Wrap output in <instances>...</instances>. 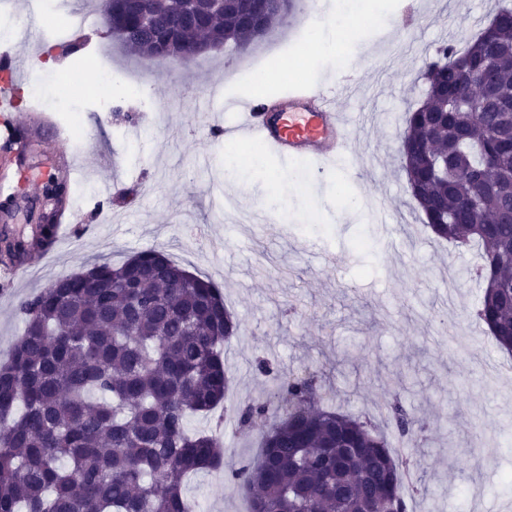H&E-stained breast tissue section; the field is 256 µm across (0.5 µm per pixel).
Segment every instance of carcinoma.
<instances>
[{"label": "carcinoma", "instance_id": "obj_1", "mask_svg": "<svg viewBox=\"0 0 512 512\" xmlns=\"http://www.w3.org/2000/svg\"><path fill=\"white\" fill-rule=\"evenodd\" d=\"M280 21L279 0H244L238 13L209 0H112L107 20L119 47L157 57L158 40L188 50L201 34L243 48L256 39L244 15ZM457 49L445 44L427 86L407 112L399 156L424 224L440 239L481 246L478 319L496 346L512 351V6L495 12ZM491 83L483 111L468 106L472 85ZM65 181L50 178V219L31 235L10 231L22 261L56 238ZM156 249L119 265L95 263L22 300L24 332L0 365V512H196L183 480L220 468L218 439L187 419L220 405L231 383L224 343L239 321L217 285ZM273 398L238 409L243 427L267 426L256 457L228 479L250 512H407L406 463L370 423L324 404L317 376L284 377L261 361ZM398 435L423 429L399 399L389 403Z\"/></svg>", "mask_w": 512, "mask_h": 512}]
</instances>
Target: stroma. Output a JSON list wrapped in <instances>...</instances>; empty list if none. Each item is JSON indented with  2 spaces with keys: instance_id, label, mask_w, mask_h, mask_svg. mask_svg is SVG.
I'll list each match as a JSON object with an SVG mask.
<instances>
[{
  "instance_id": "35a3bbf8",
  "label": "stroma",
  "mask_w": 512,
  "mask_h": 512,
  "mask_svg": "<svg viewBox=\"0 0 512 512\" xmlns=\"http://www.w3.org/2000/svg\"><path fill=\"white\" fill-rule=\"evenodd\" d=\"M325 2L321 10L294 0L261 39L199 55L178 79L107 46L105 64L135 73L138 88L117 101L79 103L74 97L90 67L58 61V70L72 72L69 94L60 96L26 54L47 46L48 20L28 17V38L12 47V86L30 87L58 109L79 108L83 139L57 142L53 116L25 104L0 111V201L15 194L27 169L68 182L81 176L87 195L68 198L70 221L51 248L32 251L21 265L0 254V363L24 329L20 300L93 259L118 265L160 249L212 279L240 322L224 346L232 376L224 403L189 419L191 428L219 430L226 447L223 467L185 482V495L204 512L248 507L226 477L241 456L259 451L258 429L239 427L236 412L266 397L262 359L285 374L317 372L339 390L333 405L382 431L390 429L385 405L395 395L423 419L416 477L427 493L409 498V512H512V370L474 314L481 290L470 270L478 251L437 240L425 227L399 159L405 115L424 98L422 64L442 43L464 47L499 0ZM346 6L366 21L382 19V29L363 27L353 55L308 53L305 28L316 19L333 22ZM275 41L291 46L305 81L332 85L344 71L363 69L369 91L339 99L343 111L371 117L353 137L358 183L271 154L226 165V145L211 128L233 122L234 104L255 97L240 63L266 56ZM215 83L224 88L222 100L200 111ZM228 195L236 202L229 210ZM368 197L385 202L388 226L375 223ZM261 210L274 223H253ZM321 250L341 256L340 265L323 267Z\"/></svg>"
}]
</instances>
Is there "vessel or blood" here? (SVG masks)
<instances>
[{
	"instance_id": "vessel-or-blood-1",
	"label": "vessel or blood",
	"mask_w": 512,
	"mask_h": 512,
	"mask_svg": "<svg viewBox=\"0 0 512 512\" xmlns=\"http://www.w3.org/2000/svg\"><path fill=\"white\" fill-rule=\"evenodd\" d=\"M242 112L237 124L218 126L217 137L259 139L283 163L312 159L329 175L348 171L354 163L355 123L341 112L335 95L325 89L300 86L274 103L252 100Z\"/></svg>"
}]
</instances>
